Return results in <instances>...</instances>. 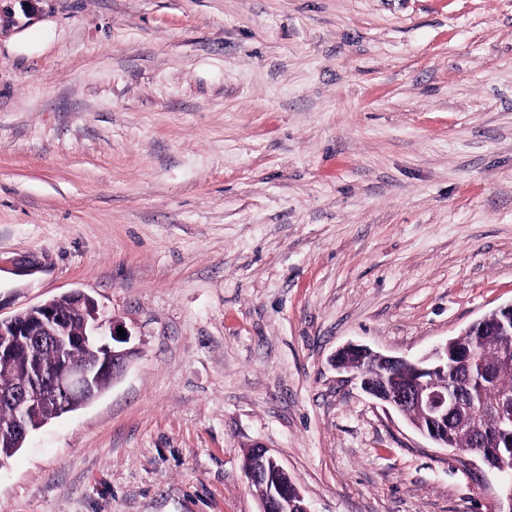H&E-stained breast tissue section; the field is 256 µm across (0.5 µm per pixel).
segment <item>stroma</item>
I'll list each match as a JSON object with an SVG mask.
<instances>
[{
    "label": "stroma",
    "instance_id": "35a3bbf8",
    "mask_svg": "<svg viewBox=\"0 0 512 512\" xmlns=\"http://www.w3.org/2000/svg\"><path fill=\"white\" fill-rule=\"evenodd\" d=\"M73 291L137 353L0 512H258L256 444L312 512H497L332 358L512 302V0H0V317Z\"/></svg>",
    "mask_w": 512,
    "mask_h": 512
}]
</instances>
